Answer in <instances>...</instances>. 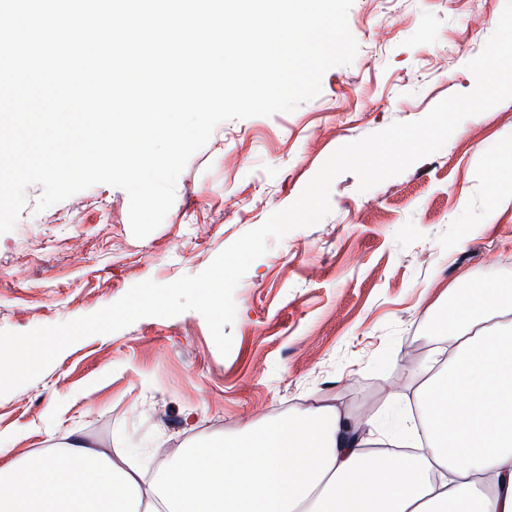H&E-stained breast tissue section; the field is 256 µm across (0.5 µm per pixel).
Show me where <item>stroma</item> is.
I'll use <instances>...</instances> for the list:
<instances>
[{
	"mask_svg": "<svg viewBox=\"0 0 512 512\" xmlns=\"http://www.w3.org/2000/svg\"><path fill=\"white\" fill-rule=\"evenodd\" d=\"M505 0H353L358 50L290 113L230 119L177 178L162 224L134 237L125 190L97 184L44 211L28 187L0 234V330L24 333L94 313L134 285L202 272L291 205L340 146L422 119L471 92L467 64ZM512 134V99L464 119L446 144L368 191L332 182L320 223L269 240L234 291L221 355L205 318L143 317L66 348L0 396V465L73 435L145 475L272 415L334 404L375 415L399 439L414 412L412 368L454 291L512 281V192L488 163Z\"/></svg>",
	"mask_w": 512,
	"mask_h": 512,
	"instance_id": "35a3bbf8",
	"label": "stroma"
}]
</instances>
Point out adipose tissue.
<instances>
[{
    "instance_id": "adipose-tissue-1",
    "label": "adipose tissue",
    "mask_w": 512,
    "mask_h": 512,
    "mask_svg": "<svg viewBox=\"0 0 512 512\" xmlns=\"http://www.w3.org/2000/svg\"><path fill=\"white\" fill-rule=\"evenodd\" d=\"M407 451L335 405L186 448L151 480L73 440L0 466V512H512V282L452 296Z\"/></svg>"
}]
</instances>
